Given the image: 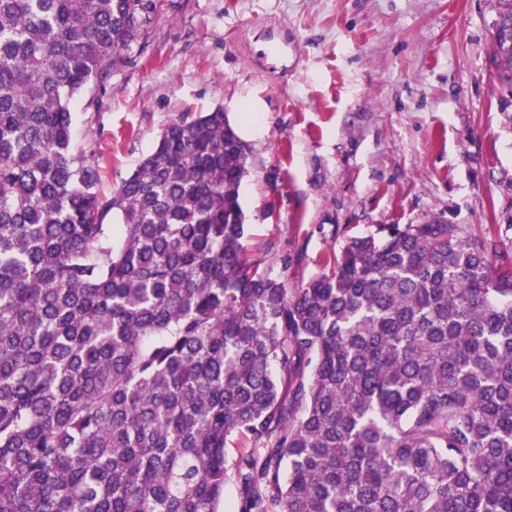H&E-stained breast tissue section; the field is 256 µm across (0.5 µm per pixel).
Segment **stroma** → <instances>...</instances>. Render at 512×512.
<instances>
[{
    "label": "stroma",
    "mask_w": 512,
    "mask_h": 512,
    "mask_svg": "<svg viewBox=\"0 0 512 512\" xmlns=\"http://www.w3.org/2000/svg\"><path fill=\"white\" fill-rule=\"evenodd\" d=\"M175 2L95 107L75 106L73 148L103 195L170 120L220 106L250 149L245 251L290 287L391 224H499L512 239V94L489 70L490 0Z\"/></svg>",
    "instance_id": "stroma-1"
}]
</instances>
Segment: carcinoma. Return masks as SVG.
Masks as SVG:
<instances>
[{
  "mask_svg": "<svg viewBox=\"0 0 512 512\" xmlns=\"http://www.w3.org/2000/svg\"><path fill=\"white\" fill-rule=\"evenodd\" d=\"M166 7L0 0V512H220L230 475L237 512H512L498 231L391 224L290 288L243 250L221 107L94 191L74 105Z\"/></svg>",
  "mask_w": 512,
  "mask_h": 512,
  "instance_id": "1",
  "label": "carcinoma"
}]
</instances>
